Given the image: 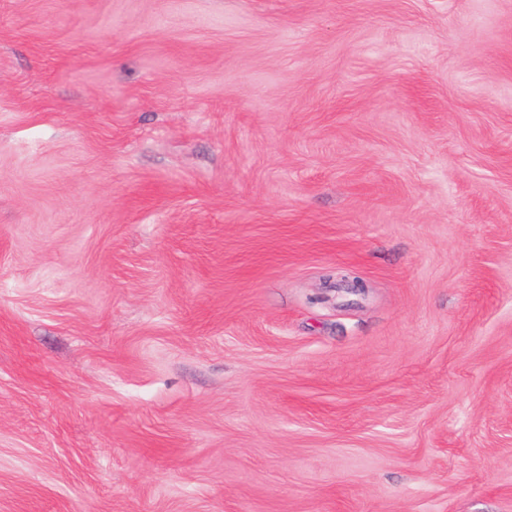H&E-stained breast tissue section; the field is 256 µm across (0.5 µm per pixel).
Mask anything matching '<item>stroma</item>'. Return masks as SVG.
<instances>
[{"label": "stroma", "mask_w": 512, "mask_h": 512, "mask_svg": "<svg viewBox=\"0 0 512 512\" xmlns=\"http://www.w3.org/2000/svg\"><path fill=\"white\" fill-rule=\"evenodd\" d=\"M0 512H512V0H0Z\"/></svg>", "instance_id": "stroma-1"}]
</instances>
